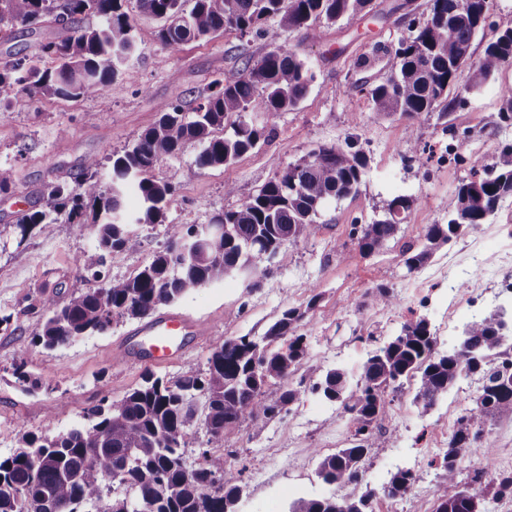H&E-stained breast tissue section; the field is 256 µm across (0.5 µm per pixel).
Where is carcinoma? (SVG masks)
I'll return each instance as SVG.
<instances>
[{"label":"carcinoma","instance_id":"1","mask_svg":"<svg viewBox=\"0 0 512 512\" xmlns=\"http://www.w3.org/2000/svg\"><path fill=\"white\" fill-rule=\"evenodd\" d=\"M128 0H0V29L21 24L30 31L52 21L69 35L41 45L54 61L43 69L26 56L0 61V103L21 94L79 99L100 94L124 61L136 50ZM141 13L159 18L187 16L185 26L162 25L159 41L172 53L191 40H206L222 31L240 36L259 32L270 19L280 27L321 37L320 24H335L374 11L373 0H137ZM486 0H432V17L400 42L393 54V72L368 90L375 111L398 114L419 122L432 113L448 123V91L462 65L461 50L471 47L484 28L480 18ZM98 15L104 24L82 25ZM512 64V28L495 31L473 71L470 87L480 86L499 69ZM314 76L296 53L273 43L259 58L247 59L232 80L216 82L217 90L193 104L165 103L159 118L138 135L133 145L112 155L110 182L97 177L100 160L87 158L69 183L58 177L42 190L45 209L21 211V238L42 231L62 218L92 226L96 250L80 259L88 279L102 286L89 288L55 305L43 302L46 316L34 341L47 350L66 346L81 336L104 332L122 318L145 319L160 307L232 271H247L296 241L315 223L323 205L358 191L366 161L351 144L319 146L305 158L278 169L237 208L213 214L209 223L229 224V235L196 238L192 228L169 227L166 248L133 275L104 279L105 254L136 251L138 234L129 224H161L175 196L171 184L153 172L176 156L187 142L201 150L188 168L195 176L207 168L224 167L253 149L270 134L246 121L251 112H286L306 97ZM133 186L140 209L127 216L123 200ZM512 198V145L492 175L472 169L457 188L448 223L431 224L418 248L402 252L412 273L442 246L467 229L486 224L501 201ZM414 200L396 197L382 218L355 224L351 231L359 251L374 254L396 236ZM305 313L290 308L259 338L226 337L211 350L205 373L191 372L170 382L148 372L143 384L105 409L88 411V423L57 436L25 437L23 447L0 458V512H130L138 500L146 512H235L240 493L239 473L224 455L202 450V463H183L186 437L197 425L193 399L207 402L203 426L207 445L224 447L226 430L249 420L272 417L293 403L298 390L290 377L303 364L306 337L297 332ZM512 335L502 333L495 312L466 323L456 344L437 350V337L419 317L406 321L398 335L368 353L362 372L351 382L341 369L327 371L311 390L339 405L352 429L351 446L319 458L317 474L329 484L359 482L361 463L378 440V418L389 393L408 378L417 379L414 402L431 410L457 381L479 373L481 386L473 406L455 422L442 454L444 485L435 512H485V492L512 497V473L502 472L482 483L461 484L457 476L470 452L479 447L487 418L512 417ZM278 393L268 398L269 390ZM123 484H112V474ZM416 482L410 470L399 469L387 483L390 498L407 499ZM453 491H448V488ZM370 491L357 499H300L288 512H375Z\"/></svg>","mask_w":512,"mask_h":512}]
</instances>
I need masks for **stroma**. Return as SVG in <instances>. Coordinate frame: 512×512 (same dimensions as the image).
<instances>
[{
    "mask_svg": "<svg viewBox=\"0 0 512 512\" xmlns=\"http://www.w3.org/2000/svg\"><path fill=\"white\" fill-rule=\"evenodd\" d=\"M430 6L431 0H412L408 13L346 18L322 26L317 42L271 20L262 33L243 37L227 31L188 42L173 54L157 38L160 20L139 13L134 0H128L137 49L114 84L76 101L24 94L0 106V167L15 173L11 190L0 194L1 457L12 454L25 436L64 434L83 424L88 409L119 401L141 385L145 372L169 381L204 372L216 343L263 335L285 310L298 308L305 312L299 331L309 344L291 380L298 399L288 412L257 425L239 424L224 435L223 454L241 472L237 512H287L289 503L301 497L356 498L369 489L378 493L375 512H434L441 482L437 464L477 388L476 375L461 378L427 415L413 402L414 380L404 381L378 422L381 445L369 449L362 481L346 486L318 478L316 458L349 447L351 430L336 404L310 390L334 368L358 375L375 343L397 335L409 319L426 318L448 346L464 323L512 303V198L501 202L489 223L468 229L419 270L407 272L403 264V245H420L428 225L447 223L455 191L469 179L473 161L495 165L512 144V125L498 116L503 90L512 87V65L480 87L470 86L472 65L483 57L493 29L512 27V0H491L493 26L472 41V63L458 73L450 91L456 103L447 123L433 117L414 123L374 111L369 86L390 77L391 51L412 35ZM64 35L52 23L34 33L15 25L12 32H0V59L19 52L38 58L41 67H53L39 46ZM274 42L293 48L311 68L314 80L306 97L288 112L252 113L254 123L272 135L230 166L188 176L200 150L199 144L189 143L157 168L155 178L177 189L166 219L139 227V250L108 253L104 276H130L163 249L169 225L207 223L214 213L237 207L278 168L323 144L346 140L363 154L366 169L358 193L325 204L315 224L280 249L272 275L260 287H249L247 277L234 271L170 304V311L207 329L177 359L120 358V348L133 342L141 325L137 319L120 320L52 351L34 343L44 301H62L87 288L78 260L97 243L84 224L59 223L20 237L18 211L40 209L44 184L78 172L84 158L122 152L157 120L162 104L189 94L208 95L215 81L235 77L239 52L257 58ZM362 56L370 63L360 68L356 60ZM65 126L70 134L59 138ZM228 184L233 194H226ZM398 196L412 198L414 206L395 240L378 253L361 254L350 236L352 226L370 223ZM462 268L468 271L462 299L452 307L448 274ZM381 283L391 287L394 303H381L376 291ZM18 360L37 387H20L13 375ZM486 431L481 452L491 471L512 472V420L491 421ZM399 467L418 478L411 498L391 499L383 493L391 471Z\"/></svg>",
    "mask_w": 512,
    "mask_h": 512,
    "instance_id": "1",
    "label": "stroma"
}]
</instances>
